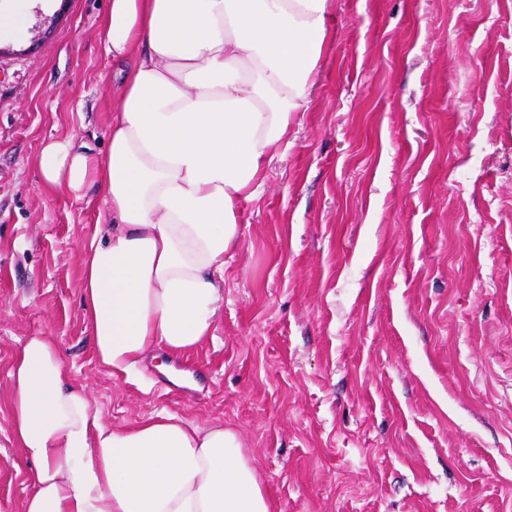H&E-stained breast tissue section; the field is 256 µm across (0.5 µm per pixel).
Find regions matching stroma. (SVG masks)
Segmentation results:
<instances>
[{
    "mask_svg": "<svg viewBox=\"0 0 512 512\" xmlns=\"http://www.w3.org/2000/svg\"><path fill=\"white\" fill-rule=\"evenodd\" d=\"M109 0L33 9L0 55V512L26 336L60 346L106 421L168 411L244 440L275 512H512V0H329L290 145L242 202L212 336L111 377L80 255L103 191L43 187V144L108 149Z\"/></svg>",
    "mask_w": 512,
    "mask_h": 512,
    "instance_id": "1",
    "label": "stroma"
}]
</instances>
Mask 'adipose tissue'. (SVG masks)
Returning <instances> with one entry per match:
<instances>
[{
	"label": "adipose tissue",
	"instance_id": "1",
	"mask_svg": "<svg viewBox=\"0 0 512 512\" xmlns=\"http://www.w3.org/2000/svg\"><path fill=\"white\" fill-rule=\"evenodd\" d=\"M329 0H110L102 25L121 79L110 145L45 144V186L95 184L112 229L81 257L99 363L133 377L157 349L211 336L240 202L307 104L332 30ZM8 425L32 468L23 512H272L240 435L162 412L106 422L58 344L26 337L10 369Z\"/></svg>",
	"mask_w": 512,
	"mask_h": 512
}]
</instances>
